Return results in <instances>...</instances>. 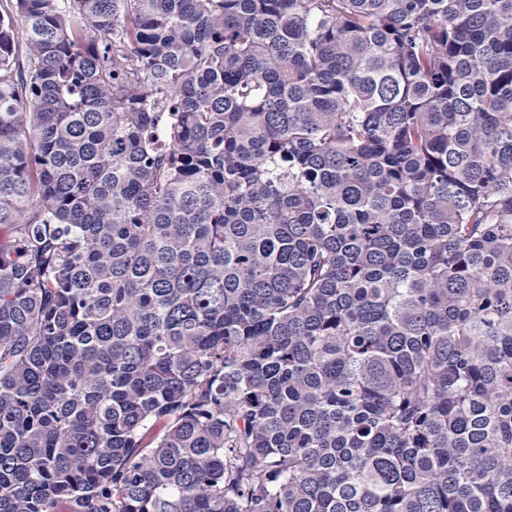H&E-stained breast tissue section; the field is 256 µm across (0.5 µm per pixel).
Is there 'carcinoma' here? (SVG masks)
<instances>
[{
    "label": "carcinoma",
    "instance_id": "cac0c4a2",
    "mask_svg": "<svg viewBox=\"0 0 512 512\" xmlns=\"http://www.w3.org/2000/svg\"><path fill=\"white\" fill-rule=\"evenodd\" d=\"M0 512H512V0H0Z\"/></svg>",
    "mask_w": 512,
    "mask_h": 512
}]
</instances>
